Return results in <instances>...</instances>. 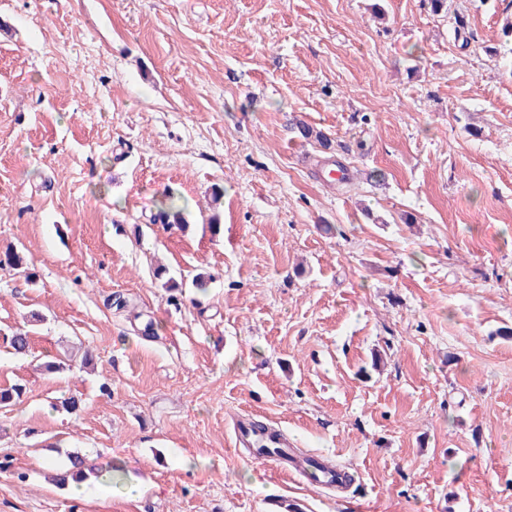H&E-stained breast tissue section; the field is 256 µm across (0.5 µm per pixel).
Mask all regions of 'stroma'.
I'll list each match as a JSON object with an SVG mask.
<instances>
[{"label":"stroma","instance_id":"obj_1","mask_svg":"<svg viewBox=\"0 0 512 512\" xmlns=\"http://www.w3.org/2000/svg\"><path fill=\"white\" fill-rule=\"evenodd\" d=\"M509 24L512 0H0V252L30 267L0 269L25 389L0 512H512ZM171 190L182 229L150 221ZM248 416L357 489L249 459ZM73 451L80 495L43 467ZM69 462L71 467L64 471L60 477H55L56 482L61 486H65L68 476H84L85 471H88L90 474H96V476L99 474L98 469L90 462L86 454L79 452L70 453Z\"/></svg>","mask_w":512,"mask_h":512}]
</instances>
